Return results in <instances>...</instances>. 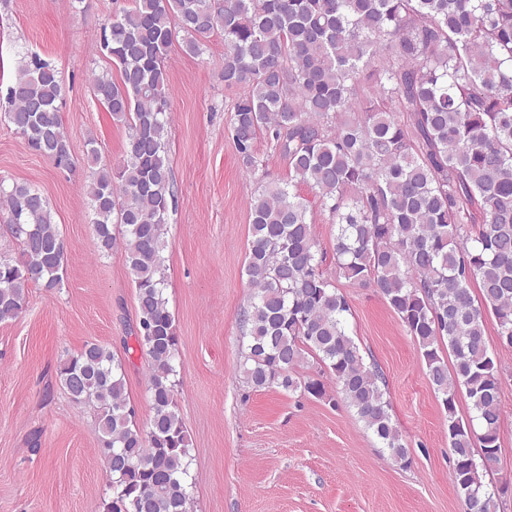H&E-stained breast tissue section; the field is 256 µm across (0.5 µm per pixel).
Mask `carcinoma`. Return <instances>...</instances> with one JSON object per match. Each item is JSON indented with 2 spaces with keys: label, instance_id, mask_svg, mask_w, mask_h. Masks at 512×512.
Returning a JSON list of instances; mask_svg holds the SVG:
<instances>
[{
  "label": "carcinoma",
  "instance_id": "obj_1",
  "mask_svg": "<svg viewBox=\"0 0 512 512\" xmlns=\"http://www.w3.org/2000/svg\"><path fill=\"white\" fill-rule=\"evenodd\" d=\"M198 56L224 37V86L242 94L231 136L241 166L265 170L267 139L288 180L251 197L245 257L250 288L243 376L321 399L323 376L390 458L409 449L392 422L386 380L350 335V308L324 271L308 186L335 228L334 273L375 289L426 365L448 427L452 481L466 512H498L480 469L499 462L501 369L486 317L512 348V0H133L107 19L101 45L119 71L93 75L94 97L127 127L123 160L86 151L99 251L122 225L136 288V340L149 357V422L126 394L125 365L88 342L59 365L72 403L97 409L99 453L110 461L103 512H190L189 439L175 403L179 337L164 298L166 234L175 186L164 64L173 27ZM63 84L50 62L16 53L0 122L56 168L75 157L62 118ZM0 218L20 246L0 255V321L23 312L29 283L62 282L66 243L46 198L0 180ZM479 289L474 299L471 284ZM317 370L301 375L307 355ZM465 392L469 417L458 415Z\"/></svg>",
  "mask_w": 512,
  "mask_h": 512
}]
</instances>
